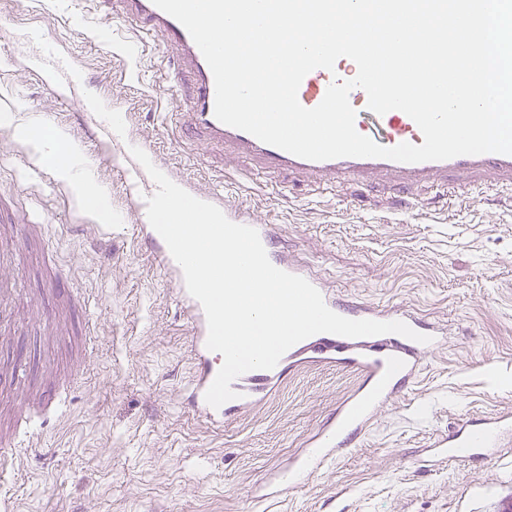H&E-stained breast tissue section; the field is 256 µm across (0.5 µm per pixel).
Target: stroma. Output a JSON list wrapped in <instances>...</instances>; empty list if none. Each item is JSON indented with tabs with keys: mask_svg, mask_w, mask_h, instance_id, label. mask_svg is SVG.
<instances>
[{
	"mask_svg": "<svg viewBox=\"0 0 512 512\" xmlns=\"http://www.w3.org/2000/svg\"><path fill=\"white\" fill-rule=\"evenodd\" d=\"M91 0H0V205L29 215L0 222V252L27 248L0 277L16 278L15 330L0 341V439L20 410L73 380L64 410L47 419L0 480L15 512H512V449L449 463L434 441L459 422L512 412V193L458 197L423 188L407 202L392 186L321 193L287 173L237 178L250 160L186 145L168 121L175 48L126 34ZM75 56L87 96L128 115L188 193L251 209L273 225L278 250L347 302L403 306L447 329L398 398L338 461L287 494L265 498L306 440L333 421L364 379L323 364L289 368L264 404L215 427L186 396L191 324L150 243L139 234L125 177L97 140L101 115L60 100L27 72L40 42ZM41 130L77 149L106 197L84 211L77 185L24 137ZM62 275L69 295L53 292Z\"/></svg>",
	"mask_w": 512,
	"mask_h": 512,
	"instance_id": "35a3bbf8",
	"label": "stroma"
}]
</instances>
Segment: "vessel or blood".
Listing matches in <instances>:
<instances>
[{
    "instance_id": "vessel-or-blood-1",
    "label": "vessel or blood",
    "mask_w": 512,
    "mask_h": 512,
    "mask_svg": "<svg viewBox=\"0 0 512 512\" xmlns=\"http://www.w3.org/2000/svg\"><path fill=\"white\" fill-rule=\"evenodd\" d=\"M97 7L103 18L124 17L134 22L136 32L156 37L166 45L179 47L182 58L177 71L186 74L190 84L188 93L182 98V108L175 115L177 123L184 129L201 130L211 141L234 145L240 153L254 158L263 172L277 173L285 170L310 178L313 185L319 188L352 182L373 185L380 181L393 183L404 190L444 188L452 178L462 186L482 185L489 189L505 184L512 186V155L509 154L463 155L420 163L353 157L311 161L266 144L216 119L214 78L208 64L187 30L159 9L153 0H97ZM36 61L40 73L48 76L54 85L66 89L68 100H81L83 87L75 74L76 63L73 59L47 47L38 53ZM357 71L356 63L347 57L339 58L333 70L318 68L311 71L304 77L298 90L301 105L316 107L334 80L353 79ZM349 102L356 111L357 131L375 143L384 147L404 142L422 144L421 130L404 112L392 110L383 115L375 114L368 109L367 94L359 87L350 91ZM97 135L100 144L107 146L113 157L120 162L122 171L131 174V197L138 206H145L147 196L152 195L157 186L125 149V119L99 121ZM257 231L271 263L288 273L308 277L310 283L320 291L326 305L335 313L355 320L400 321L427 337L426 342L420 343L395 333L362 338L319 333L291 347L273 369L252 370L235 379L232 388L237 393L236 399L220 407H212L206 402L205 393L223 360L206 346L208 327L205 312L201 304L189 294L180 266L171 256L162 237L154 229H147L146 234L155 245L159 263L176 285L177 295L191 318L194 359V376L189 393L191 406L213 426H223L225 419L263 401L272 393L288 367L298 363L324 362L354 367L374 383L372 390L358 391L343 405L346 419L343 426L321 438L315 447L294 458L288 480H279L271 485V495L278 496L286 492L289 485L297 482L298 478L340 459L353 439L366 432L380 404L394 397L417 376L423 356L442 350L447 340L444 329L422 321L412 311L379 308L362 303L350 304L340 300L321 278L307 275L303 267L288 262L283 254L274 252L272 225H258ZM511 426L512 418L493 416L479 432L441 438L437 444L447 449L449 460L461 461L472 456L478 449L495 447L504 429Z\"/></svg>"
}]
</instances>
